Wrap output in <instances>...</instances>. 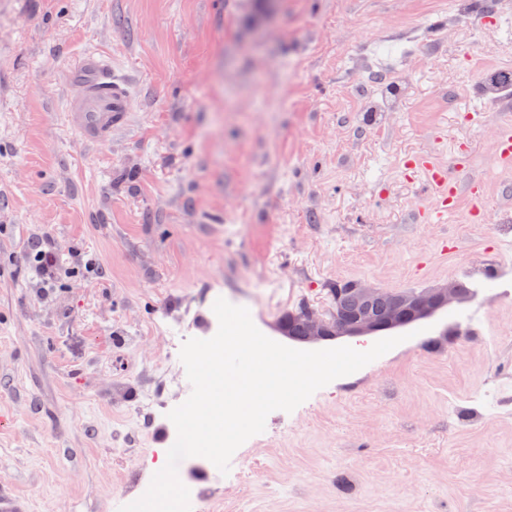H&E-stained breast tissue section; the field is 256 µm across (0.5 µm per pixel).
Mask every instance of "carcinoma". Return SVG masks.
<instances>
[{"mask_svg": "<svg viewBox=\"0 0 512 512\" xmlns=\"http://www.w3.org/2000/svg\"><path fill=\"white\" fill-rule=\"evenodd\" d=\"M329 295L332 301V312L330 317L325 320L327 324L334 323L342 311H356L374 319H381L388 315L400 324L406 325L410 323L406 310L420 296V293L376 291L371 295L365 296L360 293L356 284L338 283L336 287L329 289ZM311 320L312 317L304 308L286 314L283 322L288 337L297 342L308 340V326Z\"/></svg>", "mask_w": 512, "mask_h": 512, "instance_id": "cac0c4a2", "label": "carcinoma"}]
</instances>
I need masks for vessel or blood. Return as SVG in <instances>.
I'll list each match as a JSON object with an SVG mask.
<instances>
[{
	"mask_svg": "<svg viewBox=\"0 0 512 512\" xmlns=\"http://www.w3.org/2000/svg\"><path fill=\"white\" fill-rule=\"evenodd\" d=\"M81 81V90L67 103V122L85 142L96 143L110 138L113 129L123 126L128 118L129 95L119 81L109 80L104 72L101 57L96 53L86 54L76 73ZM430 187L440 196L457 199L467 194L472 205L481 203L479 182L461 185L447 180L432 166H425Z\"/></svg>",
	"mask_w": 512,
	"mask_h": 512,
	"instance_id": "vessel-or-blood-1",
	"label": "vessel or blood"
}]
</instances>
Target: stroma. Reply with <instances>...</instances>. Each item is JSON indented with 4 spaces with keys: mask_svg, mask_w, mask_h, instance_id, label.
I'll return each instance as SVG.
<instances>
[{
    "mask_svg": "<svg viewBox=\"0 0 512 512\" xmlns=\"http://www.w3.org/2000/svg\"><path fill=\"white\" fill-rule=\"evenodd\" d=\"M131 93L111 139L64 119L87 52ZM512 0H0V493L118 512L190 383L212 290L284 313L351 281L460 284L423 332L274 411L201 512H512ZM479 180L445 223L417 158ZM57 247L42 283L29 245Z\"/></svg>",
    "mask_w": 512,
    "mask_h": 512,
    "instance_id": "35a3bbf8",
    "label": "stroma"
}]
</instances>
